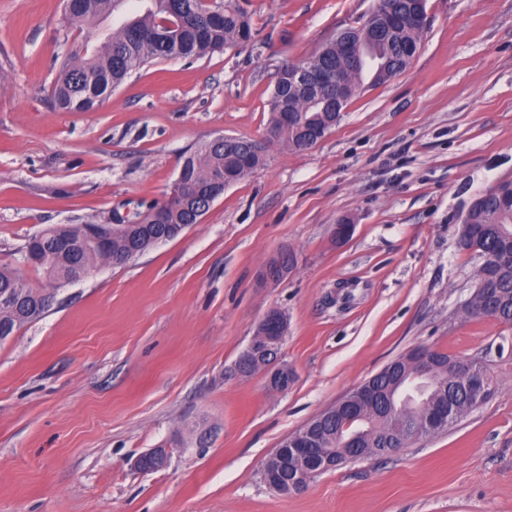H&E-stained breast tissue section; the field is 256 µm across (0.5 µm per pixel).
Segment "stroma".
I'll return each instance as SVG.
<instances>
[{
  "instance_id": "obj_1",
  "label": "stroma",
  "mask_w": 512,
  "mask_h": 512,
  "mask_svg": "<svg viewBox=\"0 0 512 512\" xmlns=\"http://www.w3.org/2000/svg\"><path fill=\"white\" fill-rule=\"evenodd\" d=\"M252 45L158 60L89 112L51 96L78 31L61 0H0V266L52 224L162 201L216 135L258 139L276 72L375 0H235ZM411 64L312 148L276 143L201 223L98 264L0 344V512H512V326L463 313L472 199L512 179V0H428ZM353 226L337 242L339 220ZM288 277L260 274L282 250ZM272 308L288 391L232 365ZM418 345L478 360L491 394L447 431L300 494L261 480L289 434ZM169 445L158 471L132 468Z\"/></svg>"
}]
</instances>
